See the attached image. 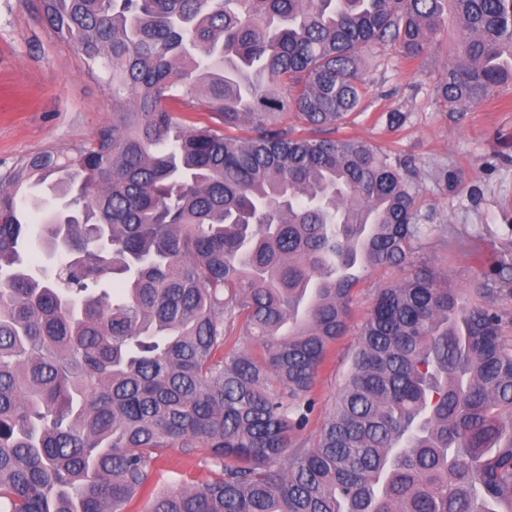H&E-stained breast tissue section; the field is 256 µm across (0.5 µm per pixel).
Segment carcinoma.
<instances>
[{
  "label": "carcinoma",
  "mask_w": 512,
  "mask_h": 512,
  "mask_svg": "<svg viewBox=\"0 0 512 512\" xmlns=\"http://www.w3.org/2000/svg\"><path fill=\"white\" fill-rule=\"evenodd\" d=\"M112 84V125L0 177V512H512L496 282L378 290L307 426L359 277L435 228L351 136L364 52L425 59L466 112L512 89V0H39ZM294 111L298 126L282 124ZM189 112L205 114L195 122ZM48 264L19 244L30 211ZM237 333L243 349L226 352ZM169 448L205 476L158 487Z\"/></svg>",
  "instance_id": "carcinoma-1"
}]
</instances>
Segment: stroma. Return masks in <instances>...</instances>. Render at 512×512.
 <instances>
[{
    "mask_svg": "<svg viewBox=\"0 0 512 512\" xmlns=\"http://www.w3.org/2000/svg\"><path fill=\"white\" fill-rule=\"evenodd\" d=\"M37 5L0 0V175L46 149L90 142L112 122L111 90L39 20ZM365 60L368 93L347 135L390 154L415 192L417 223L449 227L448 236L425 244L422 261L466 286L496 273L512 341V92L451 114L434 89L445 54L429 56L420 68L392 48L374 47ZM390 111L404 114L401 126H387ZM407 275L374 271L356 287L348 330L319 372L307 434L316 435L331 410L377 290ZM203 476L199 458L178 448L166 452L155 473L170 484Z\"/></svg>",
    "mask_w": 512,
    "mask_h": 512,
    "instance_id": "1",
    "label": "stroma"
}]
</instances>
